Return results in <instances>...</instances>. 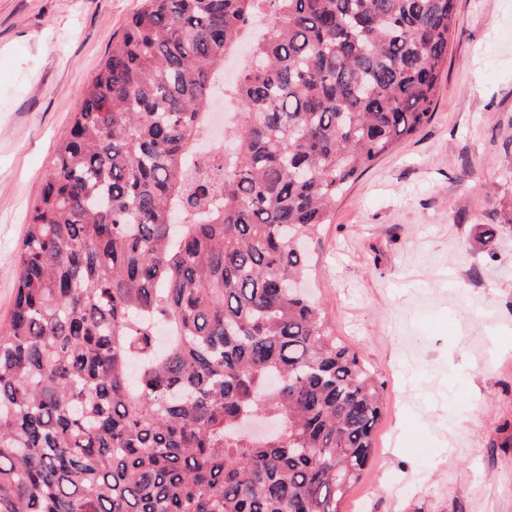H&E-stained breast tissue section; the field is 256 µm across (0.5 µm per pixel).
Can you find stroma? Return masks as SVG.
Returning a JSON list of instances; mask_svg holds the SVG:
<instances>
[{
    "mask_svg": "<svg viewBox=\"0 0 512 512\" xmlns=\"http://www.w3.org/2000/svg\"><path fill=\"white\" fill-rule=\"evenodd\" d=\"M141 4L0 0V325L57 149ZM457 15L431 121L308 245L310 289L384 392L342 512H512V0Z\"/></svg>",
    "mask_w": 512,
    "mask_h": 512,
    "instance_id": "35a3bbf8",
    "label": "stroma"
}]
</instances>
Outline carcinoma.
<instances>
[{
    "label": "carcinoma",
    "mask_w": 512,
    "mask_h": 512,
    "mask_svg": "<svg viewBox=\"0 0 512 512\" xmlns=\"http://www.w3.org/2000/svg\"><path fill=\"white\" fill-rule=\"evenodd\" d=\"M260 14L214 170V70ZM456 24V0H144L15 257L0 512H340L381 394L295 288L300 243L431 121Z\"/></svg>",
    "instance_id": "1"
}]
</instances>
